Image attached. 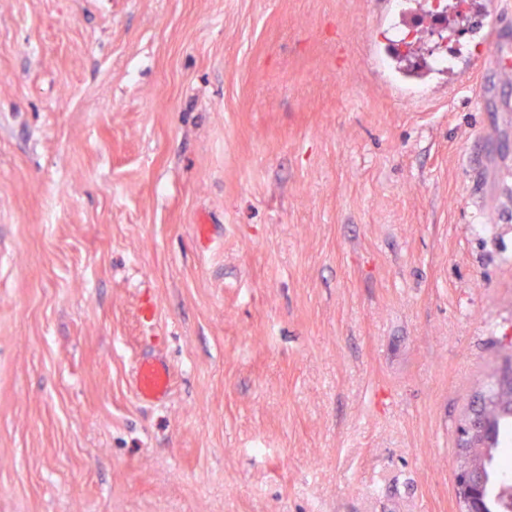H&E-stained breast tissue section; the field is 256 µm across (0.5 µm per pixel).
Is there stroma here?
<instances>
[{
	"label": "stroma",
	"mask_w": 512,
	"mask_h": 512,
	"mask_svg": "<svg viewBox=\"0 0 512 512\" xmlns=\"http://www.w3.org/2000/svg\"><path fill=\"white\" fill-rule=\"evenodd\" d=\"M481 41L429 0H0V512H460L512 359ZM135 395L141 401H160L169 395L171 376L152 359L139 360L134 371ZM455 488L459 499L466 506L467 511L477 512L480 510V500L483 496L484 488L471 464L464 463L456 469Z\"/></svg>",
	"instance_id": "35a3bbf8"
}]
</instances>
